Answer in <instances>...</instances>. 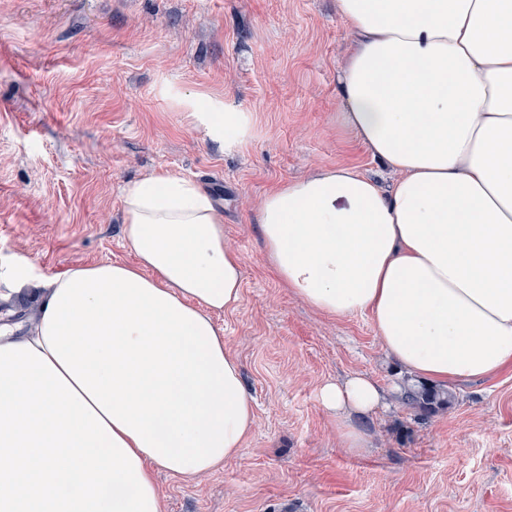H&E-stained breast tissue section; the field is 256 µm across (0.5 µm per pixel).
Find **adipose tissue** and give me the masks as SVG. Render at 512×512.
<instances>
[{"instance_id": "1", "label": "adipose tissue", "mask_w": 512, "mask_h": 512, "mask_svg": "<svg viewBox=\"0 0 512 512\" xmlns=\"http://www.w3.org/2000/svg\"><path fill=\"white\" fill-rule=\"evenodd\" d=\"M350 44L343 127L393 174L318 167L267 194V260L306 304L369 314L388 356L448 385L512 367V0H336ZM233 147L250 125L197 112ZM135 264L43 282L27 334L0 324V512H162L157 471L191 478L237 457L254 406L213 317L236 308L244 264L193 181L128 184ZM382 394L354 375L320 405L350 423Z\"/></svg>"}]
</instances>
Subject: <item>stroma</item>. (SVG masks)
Masks as SVG:
<instances>
[{
    "label": "stroma",
    "instance_id": "obj_1",
    "mask_svg": "<svg viewBox=\"0 0 512 512\" xmlns=\"http://www.w3.org/2000/svg\"><path fill=\"white\" fill-rule=\"evenodd\" d=\"M346 42L333 0H0V292L24 260L43 277L130 260L122 191L144 175L224 182L244 275L216 324L255 425L209 473H157L162 512H512V370L420 416L370 315L312 309L266 260L257 211L273 188L315 165L390 182L337 121ZM200 106L248 113L249 137L224 149ZM354 374L384 393L352 420L358 452L318 401Z\"/></svg>",
    "mask_w": 512,
    "mask_h": 512
}]
</instances>
